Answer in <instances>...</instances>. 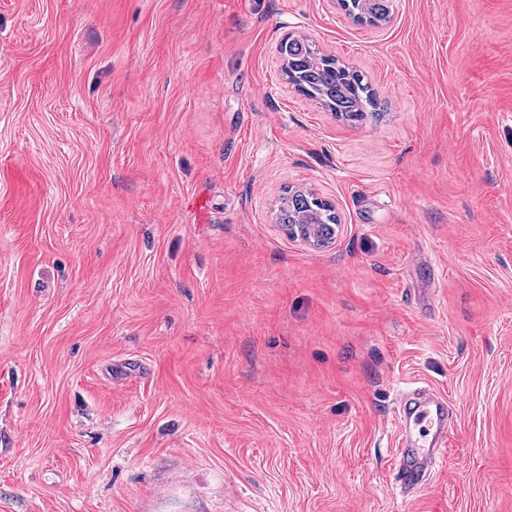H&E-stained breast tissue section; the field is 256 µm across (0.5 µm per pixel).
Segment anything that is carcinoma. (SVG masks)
Returning <instances> with one entry per match:
<instances>
[{
	"label": "carcinoma",
	"instance_id": "1",
	"mask_svg": "<svg viewBox=\"0 0 512 512\" xmlns=\"http://www.w3.org/2000/svg\"><path fill=\"white\" fill-rule=\"evenodd\" d=\"M349 13L360 20L381 21L389 14V0H346ZM285 59V78L303 95L323 103L330 111L351 122H360L367 115L380 111L379 103L360 72L337 59L320 54L303 38H288L281 43ZM308 212L318 224L336 223L332 204L313 193L287 191L280 199L277 221L298 223L297 214Z\"/></svg>",
	"mask_w": 512,
	"mask_h": 512
}]
</instances>
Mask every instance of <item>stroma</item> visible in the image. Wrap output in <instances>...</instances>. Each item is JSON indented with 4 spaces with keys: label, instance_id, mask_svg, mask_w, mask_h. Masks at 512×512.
Returning <instances> with one entry per match:
<instances>
[{
    "label": "stroma",
    "instance_id": "stroma-1",
    "mask_svg": "<svg viewBox=\"0 0 512 512\" xmlns=\"http://www.w3.org/2000/svg\"><path fill=\"white\" fill-rule=\"evenodd\" d=\"M289 36L379 115L297 92ZM0 512H512V0H0ZM350 14L369 22L384 20L389 14V0H346ZM300 211L308 212L316 221L314 224H336V213L332 204L322 200L314 193H292L291 190L280 199V206L277 213L278 224H286L288 226V235L293 238H300L308 245L314 248H322L328 246L335 239L340 224L330 225L331 236L330 241H323L313 236L314 226L310 229V233L306 236L299 235L294 224H302L297 219ZM289 224V225H288ZM401 421L415 433L412 447L398 448L397 453L396 476L403 490L410 493L428 480L437 455L445 452L454 416L445 397L418 390L413 402L405 405Z\"/></svg>",
    "mask_w": 512,
    "mask_h": 512
}]
</instances>
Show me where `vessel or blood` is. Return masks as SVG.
I'll list each match as a JSON object with an SVG mask.
<instances>
[{
  "instance_id": "b4317fda",
  "label": "vessel or blood",
  "mask_w": 512,
  "mask_h": 512,
  "mask_svg": "<svg viewBox=\"0 0 512 512\" xmlns=\"http://www.w3.org/2000/svg\"><path fill=\"white\" fill-rule=\"evenodd\" d=\"M401 421L414 432L410 447L397 453L396 476L403 490L409 492L427 481L437 455L445 452L454 416L445 397L419 390L404 407Z\"/></svg>"
}]
</instances>
